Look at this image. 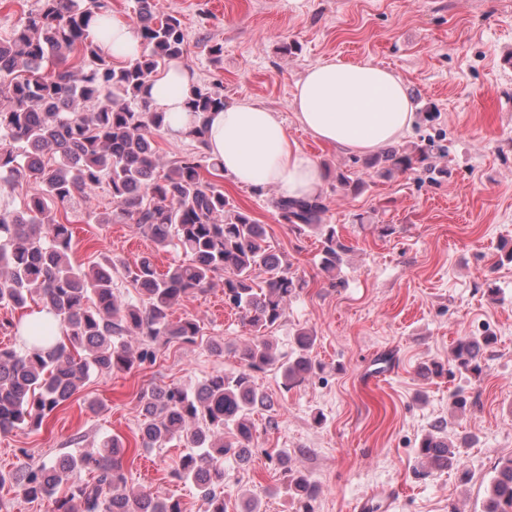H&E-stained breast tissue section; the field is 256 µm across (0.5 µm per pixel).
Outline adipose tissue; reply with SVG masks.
Listing matches in <instances>:
<instances>
[{"instance_id":"adipose-tissue-1","label":"adipose tissue","mask_w":512,"mask_h":512,"mask_svg":"<svg viewBox=\"0 0 512 512\" xmlns=\"http://www.w3.org/2000/svg\"><path fill=\"white\" fill-rule=\"evenodd\" d=\"M98 45L102 52L127 60L142 52L132 24L117 16ZM195 79L188 67L174 61L144 90L165 112V133L172 140L186 137L197 122L186 107ZM291 109L314 138L358 154L397 142L414 117L402 79L368 60L332 58L309 67L295 84ZM206 140L209 153L239 183L275 187L293 198L311 197L320 189L322 170L316 160L289 138L279 114L261 103L242 101L210 112Z\"/></svg>"}]
</instances>
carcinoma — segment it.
Here are the masks:
<instances>
[{
	"label": "carcinoma",
	"mask_w": 512,
	"mask_h": 512,
	"mask_svg": "<svg viewBox=\"0 0 512 512\" xmlns=\"http://www.w3.org/2000/svg\"><path fill=\"white\" fill-rule=\"evenodd\" d=\"M132 2L142 53L121 67L112 65L93 33L109 23L108 0H36V7L22 11L13 36L0 39V61L8 63L0 69V93L7 99L0 106V196L24 183L35 189L22 210L0 206V308H23L36 295L60 322L58 336L36 326L31 346H0V434L40 430L93 373L152 363L160 344L203 340L199 319L174 322L171 309L219 282L224 303L238 310L257 336L240 351L234 371H218L195 387L172 383L140 392L138 439L142 448L173 440L193 448L170 475L197 486L206 512H225L224 457H248L251 415L273 406L255 387L254 373L276 369L285 386L301 383L320 368L312 356L317 336L297 330L295 348L284 358L262 334L283 319L305 280L271 248L265 225L202 175L205 162L211 175L224 172L206 142L207 113L224 107L223 94L206 85L192 87L187 104L198 117L190 132L198 154L156 174L153 132L164 129L166 114L153 108L143 91L162 66L183 57L187 36L177 15H156L155 0ZM50 59L57 67L42 71ZM428 157L421 149L388 148L366 167L381 176L405 174ZM104 177L115 203L105 222L132 224L156 250L180 249L189 261L163 273L151 254L132 264L108 258L86 268L74 265L71 227L60 222L58 210L76 195L91 193ZM273 206L298 232L319 233L322 270L341 267L351 247L335 225L322 223L321 196H281ZM119 267L137 298L115 287ZM128 336L138 339L137 349L128 345ZM495 342L493 336H461L449 363L478 377L483 354ZM127 451L120 438L111 437L98 448L30 467L15 483L25 497L48 502L50 512H183L171 497L126 488ZM418 453L436 469L459 464L453 444L433 432L420 440ZM76 471L92 474V480H73ZM284 473L300 512H313L316 485L299 471ZM485 512H512V456L496 464Z\"/></svg>",
	"instance_id": "obj_1"
}]
</instances>
